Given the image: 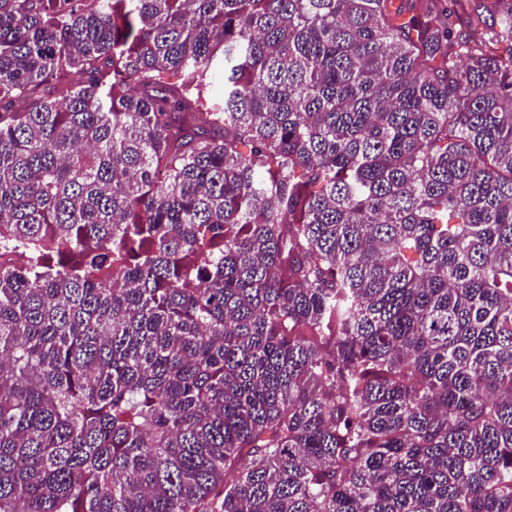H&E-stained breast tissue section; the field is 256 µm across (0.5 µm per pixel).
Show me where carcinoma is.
I'll use <instances>...</instances> for the list:
<instances>
[{"label": "carcinoma", "mask_w": 512, "mask_h": 512, "mask_svg": "<svg viewBox=\"0 0 512 512\" xmlns=\"http://www.w3.org/2000/svg\"><path fill=\"white\" fill-rule=\"evenodd\" d=\"M460 2L0 0V512H512V0Z\"/></svg>", "instance_id": "cac0c4a2"}]
</instances>
